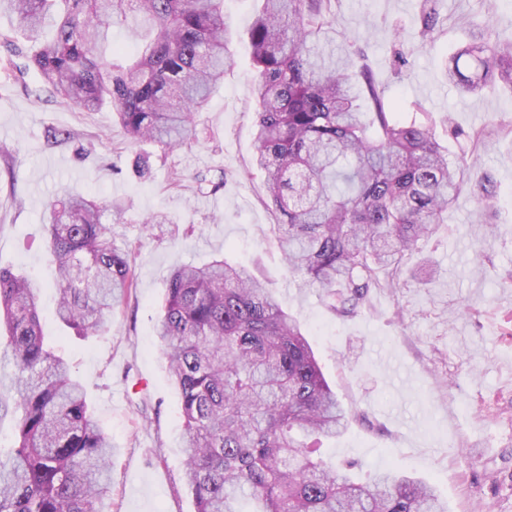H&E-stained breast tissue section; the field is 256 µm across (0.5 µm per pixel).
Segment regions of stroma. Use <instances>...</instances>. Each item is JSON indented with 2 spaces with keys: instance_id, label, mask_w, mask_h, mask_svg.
<instances>
[{
  "instance_id": "obj_1",
  "label": "stroma",
  "mask_w": 512,
  "mask_h": 512,
  "mask_svg": "<svg viewBox=\"0 0 512 512\" xmlns=\"http://www.w3.org/2000/svg\"><path fill=\"white\" fill-rule=\"evenodd\" d=\"M425 1L336 0V26L367 52L388 101L402 112L420 101L450 156L472 151L494 182L498 211L461 192L436 235L405 259L409 269L431 262L433 283L375 292L349 318L330 313L317 289L298 288L272 237L252 167L256 70L245 29L255 0H224L240 31L231 65L198 117L196 139L170 152L129 145L110 106L90 112L61 102L6 42L18 20L0 16V61L11 64L0 69V267L42 283L47 341L112 437L108 512H194L180 397L155 327L170 271L220 256L263 279L297 318L354 414L345 433L323 443L324 455L364 481L390 468L412 473L437 488L448 512H512V93L463 96L445 76L479 28L512 41V8L429 0L439 24L424 42ZM141 153L150 167L143 178L134 170ZM66 191L125 206L114 242L130 254L135 286L88 337L55 316L45 226L50 203ZM153 213L166 223L144 227ZM488 224L495 237H485Z\"/></svg>"
}]
</instances>
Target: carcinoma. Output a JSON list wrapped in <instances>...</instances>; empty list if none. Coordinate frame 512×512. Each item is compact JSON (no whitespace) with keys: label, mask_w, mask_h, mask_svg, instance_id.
<instances>
[{"label":"carcinoma","mask_w":512,"mask_h":512,"mask_svg":"<svg viewBox=\"0 0 512 512\" xmlns=\"http://www.w3.org/2000/svg\"><path fill=\"white\" fill-rule=\"evenodd\" d=\"M335 0H259L247 32L257 76L256 165L286 268L341 318L375 290L403 285L405 254L448 218L463 188L495 209L492 180L463 152L455 164L434 121L393 119L368 55L337 41ZM60 22L53 36L46 17ZM17 17L32 62L62 101L108 103L131 144L165 150L196 136V114L230 66L224 0H0ZM134 16L136 52L112 46V25ZM462 94L512 90V43L487 30L446 69ZM77 194L52 204L46 247L57 317L79 336L100 330L134 286L112 223ZM41 284L0 269L17 418L0 455V512H105L112 438L90 411L69 363L44 339ZM156 336L181 399L185 477L195 512H448L437 490L404 472L359 482L320 452L348 426L298 322L269 288L224 259L169 275Z\"/></svg>","instance_id":"cac0c4a2"}]
</instances>
